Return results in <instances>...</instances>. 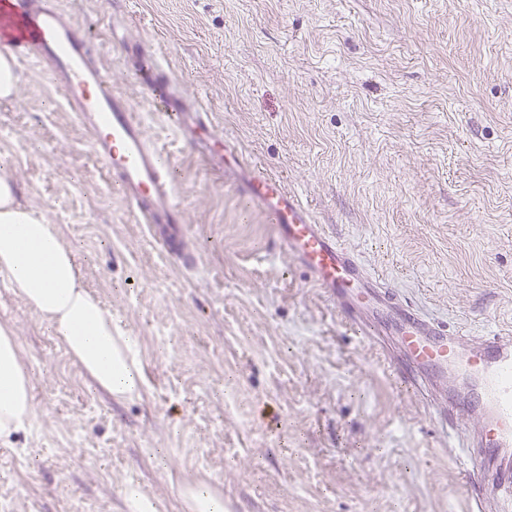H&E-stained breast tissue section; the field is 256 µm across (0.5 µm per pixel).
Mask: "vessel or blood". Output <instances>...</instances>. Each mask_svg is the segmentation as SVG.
Segmentation results:
<instances>
[{
    "mask_svg": "<svg viewBox=\"0 0 512 512\" xmlns=\"http://www.w3.org/2000/svg\"><path fill=\"white\" fill-rule=\"evenodd\" d=\"M0 44L15 53L52 63L50 81L85 131L95 156L112 176L122 200L142 219L149 236L183 266L195 263L185 248L187 220L176 199L166 159L152 142L132 101L113 91L95 58V46L59 0H0ZM139 78L161 94L163 112L178 132L273 224L288 254L312 282L336 300L350 322L366 305H385L384 324L402 336L412 369L404 381L422 386V375L449 376L465 392L449 396L435 416L457 451L469 512H512V335L467 341L445 334L415 306L394 301L383 279L353 250L339 243L302 197L232 144L215 152L212 116L175 91L158 56L134 44Z\"/></svg>",
    "mask_w": 512,
    "mask_h": 512,
    "instance_id": "obj_1",
    "label": "vessel or blood"
}]
</instances>
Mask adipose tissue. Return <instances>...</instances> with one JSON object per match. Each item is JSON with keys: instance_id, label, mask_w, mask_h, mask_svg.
<instances>
[{"instance_id": "1", "label": "adipose tissue", "mask_w": 512, "mask_h": 512, "mask_svg": "<svg viewBox=\"0 0 512 512\" xmlns=\"http://www.w3.org/2000/svg\"><path fill=\"white\" fill-rule=\"evenodd\" d=\"M0 277L44 320L93 388L134 400L145 391L139 339L83 287L74 249L55 225L36 217L18 198L12 179L0 176ZM36 416L31 377L14 329L0 324V439L25 430ZM181 512H224V496L208 481L179 488Z\"/></svg>"}]
</instances>
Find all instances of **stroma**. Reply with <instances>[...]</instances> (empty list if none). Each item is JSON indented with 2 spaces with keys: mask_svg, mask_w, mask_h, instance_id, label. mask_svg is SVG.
<instances>
[{
  "mask_svg": "<svg viewBox=\"0 0 512 512\" xmlns=\"http://www.w3.org/2000/svg\"><path fill=\"white\" fill-rule=\"evenodd\" d=\"M164 152L197 264L151 240L51 85L21 57L0 99L20 200L77 250L141 340L142 398L96 392L0 280L38 405L0 442V512H123L139 482L179 512L208 479L227 512H466L432 413L280 247L231 177L183 143L122 46L160 48L211 112L402 300L448 332L512 331V0H59Z\"/></svg>",
  "mask_w": 512,
  "mask_h": 512,
  "instance_id": "stroma-1",
  "label": "stroma"
}]
</instances>
